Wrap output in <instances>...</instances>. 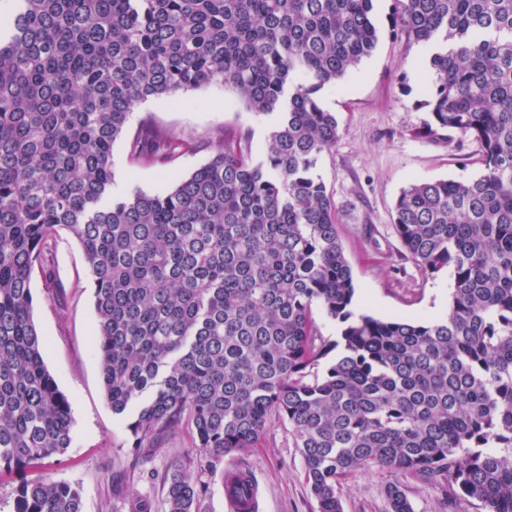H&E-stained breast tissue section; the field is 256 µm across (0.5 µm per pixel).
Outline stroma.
<instances>
[{
    "label": "stroma",
    "instance_id": "stroma-1",
    "mask_svg": "<svg viewBox=\"0 0 512 512\" xmlns=\"http://www.w3.org/2000/svg\"><path fill=\"white\" fill-rule=\"evenodd\" d=\"M394 11V0H376L375 50L318 94L320 105L335 112L340 136L320 157L315 173L336 207L355 285L354 312L425 322L447 312L452 276L447 270L427 275L408 256L393 227L395 201L410 182L471 178L483 166L475 142L453 132L425 135L431 121L426 89L433 78L428 53L395 34ZM147 118L201 139L223 129L246 134L258 161L265 157L273 125L219 84L174 102L151 99L137 105L129 130ZM112 154L117 196L164 192L172 178L189 175L209 157L199 151L163 166H142L130 160L122 138ZM50 263L53 280L38 270L32 275L33 314L46 367L70 404L71 444L65 454L30 467L27 477L70 483L81 494L83 512H167L164 480L175 465L196 460L192 435L180 428L166 433L158 447H134L129 416L113 414L104 395L94 289L77 241L60 233ZM223 466L251 473L263 512H318L286 422L271 420L256 447L226 456ZM390 482L401 486L414 512H482L471 499L448 502L438 486L415 474L378 469L355 472L344 483L343 512H389L385 486Z\"/></svg>",
    "mask_w": 512,
    "mask_h": 512
}]
</instances>
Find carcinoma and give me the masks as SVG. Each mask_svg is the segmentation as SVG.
Wrapping results in <instances>:
<instances>
[{"instance_id": "1", "label": "carcinoma", "mask_w": 512, "mask_h": 512, "mask_svg": "<svg viewBox=\"0 0 512 512\" xmlns=\"http://www.w3.org/2000/svg\"><path fill=\"white\" fill-rule=\"evenodd\" d=\"M395 2L400 32L428 50V133L471 138L484 165L396 200L407 254L452 272L448 312L427 323L350 310L336 208L313 174L339 138L315 94L375 49L373 0H14L0 14L1 474L71 442L30 287L65 231L89 265L107 403L137 406L133 447L187 427L215 468L277 418L318 512H342L343 481L375 468L512 512V0ZM214 83L276 117L265 159L221 131L167 191L112 197L134 106ZM199 148L148 122L127 145L143 166ZM317 308L345 323L333 343ZM193 464L169 473L167 512H195L206 492ZM385 494L390 512H413L398 484ZM14 512L82 500L22 477Z\"/></svg>"}]
</instances>
